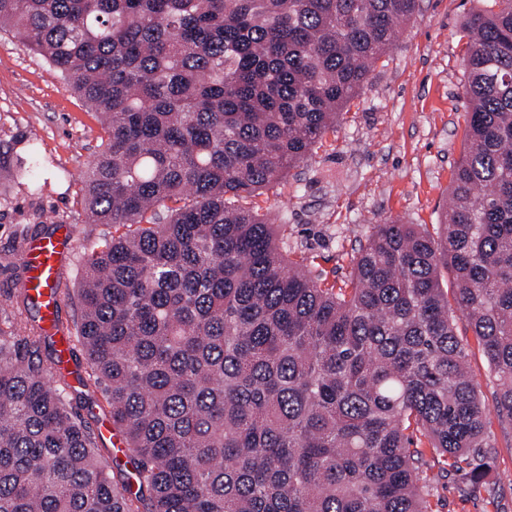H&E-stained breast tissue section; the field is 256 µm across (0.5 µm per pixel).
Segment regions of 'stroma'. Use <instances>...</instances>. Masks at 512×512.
Here are the masks:
<instances>
[{"label":"stroma","mask_w":512,"mask_h":512,"mask_svg":"<svg viewBox=\"0 0 512 512\" xmlns=\"http://www.w3.org/2000/svg\"><path fill=\"white\" fill-rule=\"evenodd\" d=\"M477 8L490 11L494 4L418 0L415 14L402 23L389 52L371 65L360 94L314 157L280 185L250 198L251 206L272 219L287 215L281 233L291 260L314 265L339 286L374 225L440 223L464 150L463 26ZM103 135L100 119L66 92L47 62L0 30V328H6L9 302L20 291V253L27 239L69 224L76 253L59 317L63 328L72 329L83 253L112 231L91 222L80 181ZM455 327L469 353L470 377L490 408L492 469L486 489L475 496L461 473L439 477L436 456L427 455L428 475L439 478L429 504L432 512H512V424L493 410L498 386L467 319L456 316ZM69 368L74 411L89 423H107L102 393L76 382L89 370L84 353Z\"/></svg>","instance_id":"stroma-1"}]
</instances>
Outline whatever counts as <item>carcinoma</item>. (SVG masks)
Here are the masks:
<instances>
[{"instance_id":"obj_1","label":"carcinoma","mask_w":512,"mask_h":512,"mask_svg":"<svg viewBox=\"0 0 512 512\" xmlns=\"http://www.w3.org/2000/svg\"><path fill=\"white\" fill-rule=\"evenodd\" d=\"M466 21L467 126L443 224H378L344 286L240 201L336 129L416 0H0V27L104 119L73 340L123 435L69 408L22 291L0 332V512H429L425 450L487 485L512 421V0ZM454 274V303L443 272Z\"/></svg>"}]
</instances>
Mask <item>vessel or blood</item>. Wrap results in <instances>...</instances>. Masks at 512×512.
Returning <instances> with one entry per match:
<instances>
[{"label":"vessel or blood","instance_id":"b4317fda","mask_svg":"<svg viewBox=\"0 0 512 512\" xmlns=\"http://www.w3.org/2000/svg\"><path fill=\"white\" fill-rule=\"evenodd\" d=\"M72 248L73 228L61 224L53 234L29 239L22 252L25 277L36 287L44 327L55 336L57 350L66 362L71 359L72 342L66 333L59 331L56 321L64 300L62 288Z\"/></svg>","mask_w":512,"mask_h":512}]
</instances>
